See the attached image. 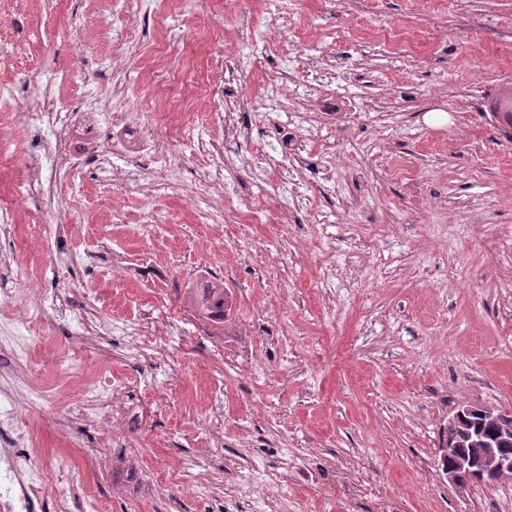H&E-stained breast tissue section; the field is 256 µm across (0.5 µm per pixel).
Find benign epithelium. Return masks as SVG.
Wrapping results in <instances>:
<instances>
[{"mask_svg":"<svg viewBox=\"0 0 512 512\" xmlns=\"http://www.w3.org/2000/svg\"><path fill=\"white\" fill-rule=\"evenodd\" d=\"M475 412L483 419L500 427L499 437L491 441L477 434L470 438L469 448H456L459 439V424L464 413ZM512 420V411L495 405H466L458 408L448 417V465L442 467L448 483L453 486L473 484L490 485L494 478L502 479L512 475V454L501 451L500 444H512V427L502 422Z\"/></svg>","mask_w":512,"mask_h":512,"instance_id":"7a95c632","label":"benign epithelium"}]
</instances>
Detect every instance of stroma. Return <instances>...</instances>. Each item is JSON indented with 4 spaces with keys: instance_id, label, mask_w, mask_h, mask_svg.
Returning a JSON list of instances; mask_svg holds the SVG:
<instances>
[{
    "instance_id": "35a3bbf8",
    "label": "stroma",
    "mask_w": 512,
    "mask_h": 512,
    "mask_svg": "<svg viewBox=\"0 0 512 512\" xmlns=\"http://www.w3.org/2000/svg\"><path fill=\"white\" fill-rule=\"evenodd\" d=\"M163 36L179 52L159 53ZM217 67L225 94L255 96L249 138L225 140L216 103L197 93L181 103L189 131L158 119L163 93ZM35 71L92 131L74 139L70 171L44 168L26 233L0 234V339L25 347L0 390L32 408L21 463L70 469L39 512L58 493L70 512H127L145 479L147 512H226L228 493L242 512H512V477L459 488L438 465L456 407L512 409V141L484 113L512 82V0H269L247 18L236 0L208 13L191 0L161 13L150 0H0V84L24 100ZM314 83L327 113L291 177L297 127L269 93ZM0 122L13 132L0 180L12 182L47 128L19 110ZM135 127L182 158L148 199L135 182L113 186L97 159ZM209 143L238 162L225 209L255 202L259 222L191 211L214 175ZM48 204L62 227L36 223ZM212 275L230 297L221 324L191 302ZM34 286L41 320L12 325L4 299ZM166 316L177 335L159 333ZM94 319L102 335L74 350ZM33 368L123 375L141 475L119 467L120 447L98 455L78 391L33 388ZM147 381L165 404L144 398ZM207 420L223 429L208 472L192 465ZM247 471L281 479L252 492Z\"/></svg>"
}]
</instances>
